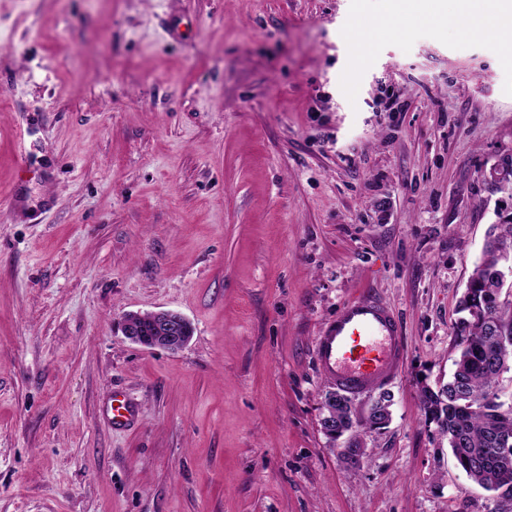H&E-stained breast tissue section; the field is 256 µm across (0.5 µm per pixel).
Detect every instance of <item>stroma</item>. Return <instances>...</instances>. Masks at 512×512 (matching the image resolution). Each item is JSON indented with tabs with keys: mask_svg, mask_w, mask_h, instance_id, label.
Wrapping results in <instances>:
<instances>
[{
	"mask_svg": "<svg viewBox=\"0 0 512 512\" xmlns=\"http://www.w3.org/2000/svg\"><path fill=\"white\" fill-rule=\"evenodd\" d=\"M391 19L389 28L378 21ZM401 0H0V512H494L419 406L512 218V53ZM403 338L359 467L314 343ZM187 317L181 350L125 314ZM141 408L113 428V392ZM155 317L152 336H144L135 320V314L125 316L121 322L123 335L132 342L146 347L168 351H178L191 340L193 328L191 322L183 315L172 311L151 312ZM192 330V332H190ZM191 334V335H190Z\"/></svg>",
	"mask_w": 512,
	"mask_h": 512,
	"instance_id": "obj_1",
	"label": "stroma"
}]
</instances>
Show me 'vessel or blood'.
I'll return each mask as SVG.
<instances>
[{"instance_id":"1","label":"vessel or blood","mask_w":512,"mask_h":512,"mask_svg":"<svg viewBox=\"0 0 512 512\" xmlns=\"http://www.w3.org/2000/svg\"><path fill=\"white\" fill-rule=\"evenodd\" d=\"M402 348L393 314L367 293L348 301L325 323L315 341V356L328 381L357 395L395 373ZM108 412L116 428L130 426L136 419L134 406L118 391L112 394Z\"/></svg>"}]
</instances>
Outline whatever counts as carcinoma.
<instances>
[{
	"mask_svg": "<svg viewBox=\"0 0 512 512\" xmlns=\"http://www.w3.org/2000/svg\"><path fill=\"white\" fill-rule=\"evenodd\" d=\"M512 255V231L486 243L476 263L467 289L459 302L464 316L456 323L458 354L448 384L432 391L426 381L418 382V397L424 414L436 420L440 437L467 478L488 491L512 497V459L502 461L492 451L496 439L512 437V415H504L496 387L501 367L493 362L490 349L494 334L475 322L470 308L486 306L493 301L499 284L495 269L504 255ZM330 423L323 425V434L332 442L344 431L373 433L386 427L384 419L390 405L371 412L366 420L355 413L350 397L331 389L325 393Z\"/></svg>",
	"mask_w": 512,
	"mask_h": 512,
	"instance_id": "carcinoma-1",
	"label": "carcinoma"
}]
</instances>
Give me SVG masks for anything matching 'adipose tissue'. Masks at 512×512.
I'll list each match as a JSON object with an SVG mask.
<instances>
[{
	"label": "adipose tissue",
	"instance_id": "ef3b65f1",
	"mask_svg": "<svg viewBox=\"0 0 512 512\" xmlns=\"http://www.w3.org/2000/svg\"><path fill=\"white\" fill-rule=\"evenodd\" d=\"M429 10L422 12L423 20L437 23L447 20L442 4H449L457 11L472 17V34L499 39L512 45V0H428Z\"/></svg>",
	"mask_w": 512,
	"mask_h": 512
}]
</instances>
